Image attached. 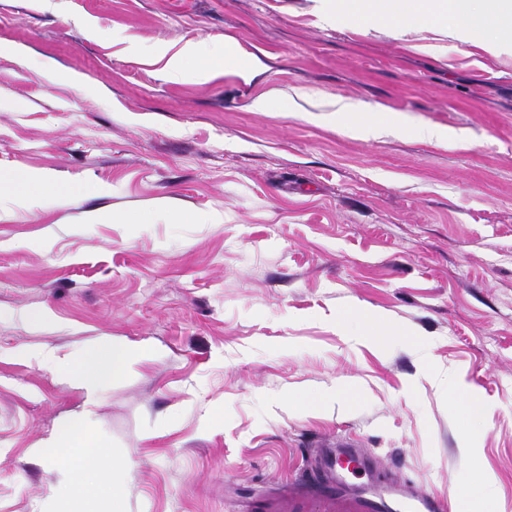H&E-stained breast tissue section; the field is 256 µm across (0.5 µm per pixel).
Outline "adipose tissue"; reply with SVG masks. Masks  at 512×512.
Masks as SVG:
<instances>
[{
  "label": "adipose tissue",
  "instance_id": "adipose-tissue-1",
  "mask_svg": "<svg viewBox=\"0 0 512 512\" xmlns=\"http://www.w3.org/2000/svg\"><path fill=\"white\" fill-rule=\"evenodd\" d=\"M326 6L337 17L397 31L411 23L476 33L490 44L512 40V0H327ZM94 190L88 183L74 185L27 171L0 172V200L15 201L31 213L45 198L67 200Z\"/></svg>",
  "mask_w": 512,
  "mask_h": 512
}]
</instances>
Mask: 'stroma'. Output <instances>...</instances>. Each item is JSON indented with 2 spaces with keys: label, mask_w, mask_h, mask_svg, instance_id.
<instances>
[{
  "label": "stroma",
  "mask_w": 512,
  "mask_h": 512,
  "mask_svg": "<svg viewBox=\"0 0 512 512\" xmlns=\"http://www.w3.org/2000/svg\"><path fill=\"white\" fill-rule=\"evenodd\" d=\"M228 40L235 63L166 77ZM342 104L401 131L359 139ZM0 169L100 188L0 204V512H44L62 471L30 448L84 407L29 350L103 337L142 350L93 408L126 512H336L303 489L339 438L382 483L447 496L481 470L512 512V44L323 0H0ZM159 206L223 221H120ZM352 307L399 337L343 339ZM464 385L491 418H459ZM336 388L342 410L305 408ZM213 50L202 42H195L174 55L166 64L164 71L171 79L181 78L186 74L205 69L209 61L217 59ZM360 317L365 325L368 326L366 334L353 335L350 334L348 321L351 317ZM336 330L343 336H351V338L359 339L367 338L373 345L378 348H385L396 336L395 330L386 316H379L373 311H360L359 309H351L336 315Z\"/></svg>",
  "instance_id": "35a3bbf8"
}]
</instances>
